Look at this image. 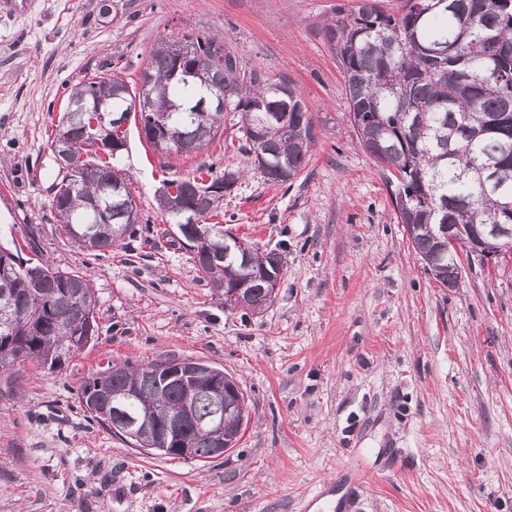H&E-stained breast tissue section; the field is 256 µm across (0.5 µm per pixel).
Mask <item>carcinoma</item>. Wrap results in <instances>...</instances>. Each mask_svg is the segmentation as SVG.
Masks as SVG:
<instances>
[{
  "mask_svg": "<svg viewBox=\"0 0 512 512\" xmlns=\"http://www.w3.org/2000/svg\"><path fill=\"white\" fill-rule=\"evenodd\" d=\"M322 32L344 80L348 122L357 125L360 146L378 165L397 171L391 198L417 260L440 286L455 287L459 259L442 247V228L460 225L481 232L490 224L512 223V0H401L396 14L382 10L377 0H352L336 5ZM179 40L203 57L223 52L224 67L206 70L203 81L186 83L173 77L168 57L152 52L146 71L155 111L170 126L191 124L211 86L224 92V111L209 112L204 134L181 142L175 152L203 149L232 116L238 118V150L255 161L254 169L266 181L281 183L282 165L298 177L314 133L288 76L270 77L242 64L214 35L184 34ZM125 88L119 77L110 86L100 77L75 84L69 97L83 103L107 97L112 111L120 112ZM205 174L219 179L209 167L171 180L197 217L193 231L222 214L223 195L198 194L197 182ZM111 182L131 196L117 165L88 160L77 187L63 193L58 224L80 249L94 240L105 251L136 233L139 218H130L118 203L110 202L108 212L92 208L101 187ZM190 259L232 311L237 302L228 289L245 281L252 299L260 301L268 295L267 277L285 265L281 253L261 252L244 237L230 242L214 264L201 256ZM26 263L9 284L0 282L5 293L0 296V346H11V356L0 359L1 396L16 390V363L35 358L53 371L98 332L97 304L85 300L94 294L89 275L38 260ZM156 367L127 363L97 374L83 384L80 401L90 418L130 445L135 441L125 419L141 418L162 431L188 403L196 421L183 426L185 438L197 449V459L212 458L208 433L200 425L212 413L208 396L190 397L173 381L155 389L149 376ZM130 374L148 379L144 397L117 396ZM101 387L119 404L118 414L95 406Z\"/></svg>",
  "mask_w": 512,
  "mask_h": 512,
  "instance_id": "carcinoma-1",
  "label": "carcinoma"
}]
</instances>
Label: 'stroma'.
<instances>
[{"instance_id": "obj_1", "label": "stroma", "mask_w": 512, "mask_h": 512, "mask_svg": "<svg viewBox=\"0 0 512 512\" xmlns=\"http://www.w3.org/2000/svg\"><path fill=\"white\" fill-rule=\"evenodd\" d=\"M338 0H0V243L89 274L98 335L56 371L21 366L0 396V512H300L343 478L326 512H512V262H464L457 287L424 272L386 176L360 147L321 25ZM223 36L244 63L294 82L314 142L298 178L272 184L223 133L156 154L136 127L118 160L141 222L101 254L51 207V142L74 83L137 86L150 52ZM246 169L225 230L278 249L272 305L225 309L157 203L164 181ZM201 359L231 374L248 422L223 457L154 455L89 418L83 383L108 365ZM371 476L348 485L350 471Z\"/></svg>"}]
</instances>
